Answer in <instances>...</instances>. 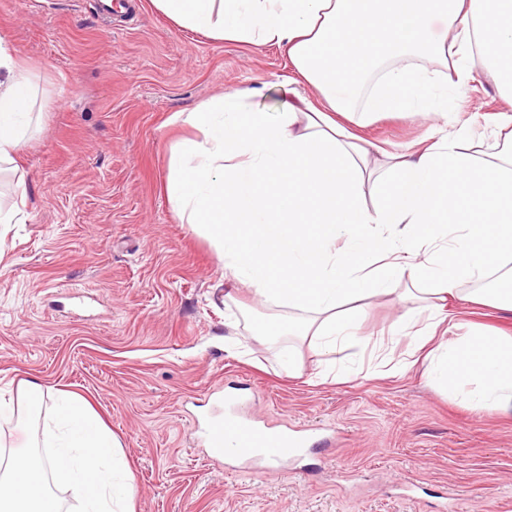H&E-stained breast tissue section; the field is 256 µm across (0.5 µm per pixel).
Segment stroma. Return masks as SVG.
<instances>
[{"mask_svg": "<svg viewBox=\"0 0 512 512\" xmlns=\"http://www.w3.org/2000/svg\"><path fill=\"white\" fill-rule=\"evenodd\" d=\"M0 36L32 69L40 125L24 145V224L0 228V400L20 384L83 395L119 441L135 512H512V420L474 410L430 385L422 367L387 376L365 360L351 381L311 382L317 356L253 336L280 308L254 305L225 349L224 262L166 195L172 146L196 130L172 123L214 97L253 92L280 112L296 79L286 51L215 41L182 29L150 0L105 19L98 0H0ZM499 94L490 74L449 99L436 125L375 116L362 136L390 150L467 128L493 144ZM274 426L327 428L305 471L255 477L207 457L203 415L228 383Z\"/></svg>", "mask_w": 512, "mask_h": 512, "instance_id": "1", "label": "stroma"}]
</instances>
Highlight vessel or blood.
<instances>
[{
    "label": "vessel or blood",
    "instance_id": "vessel-or-blood-1",
    "mask_svg": "<svg viewBox=\"0 0 512 512\" xmlns=\"http://www.w3.org/2000/svg\"><path fill=\"white\" fill-rule=\"evenodd\" d=\"M235 401L234 394L225 395L224 415L203 430V440L214 457L241 462L244 470L258 477L299 459L307 444L305 434L267 430L255 418L240 415Z\"/></svg>",
    "mask_w": 512,
    "mask_h": 512
}]
</instances>
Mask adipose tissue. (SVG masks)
<instances>
[{"label": "adipose tissue", "instance_id": "obj_1", "mask_svg": "<svg viewBox=\"0 0 512 512\" xmlns=\"http://www.w3.org/2000/svg\"><path fill=\"white\" fill-rule=\"evenodd\" d=\"M180 27L219 41L285 47L318 100L296 95L264 112L237 91L179 112L198 131L171 150L167 198L183 223L224 261L235 291L287 307L276 336L308 340L315 380L366 349L407 339L380 364L397 375L425 363L427 381L469 407L512 418V336L470 329L451 336L455 301L512 312V294L463 284L505 271L512 278V0H152ZM452 62L458 85L480 59L503 106L494 153H470L468 131L389 154L382 202L368 208L360 185L373 177L357 130L380 112L446 116L436 75L419 59ZM30 68L0 37V167L18 171L32 124ZM388 296L403 312L388 341L360 333L348 303Z\"/></svg>", "mask_w": 512, "mask_h": 512}]
</instances>
